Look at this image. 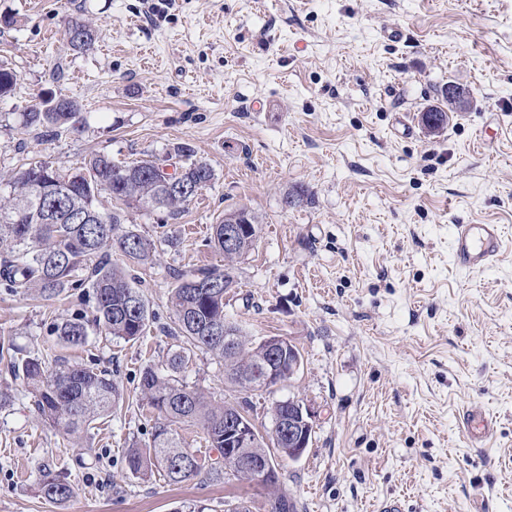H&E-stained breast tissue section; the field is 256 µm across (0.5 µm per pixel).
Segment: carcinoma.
<instances>
[{
    "label": "carcinoma",
    "instance_id": "obj_1",
    "mask_svg": "<svg viewBox=\"0 0 512 512\" xmlns=\"http://www.w3.org/2000/svg\"><path fill=\"white\" fill-rule=\"evenodd\" d=\"M17 83L14 71L0 67V97L11 95ZM65 112L21 113L25 128L60 127L79 112L78 103L63 98ZM465 110L456 99L448 98V109H430L425 118L438 122L436 130L448 126L450 112ZM184 177L206 185L213 170L203 162L185 166ZM110 196L111 215L104 217L97 208V196ZM192 201L176 191L163 189L157 175H136L130 166L117 164L98 154L69 173L54 172L45 162H35L17 172L13 180L0 187V247L7 256L0 261V284L15 292L35 291L45 299L58 296L73 285L77 273L88 270L86 280L95 296L93 322L108 334L126 342L135 341L147 330L148 308L127 274L126 262L143 263L152 250L151 243L132 230L118 233L133 209L163 210L176 218ZM248 222L253 232L239 241V251H250L257 240L256 218L246 210L224 215L212 227V239L224 251V226ZM120 258L112 259V248ZM219 281L213 286V281ZM232 267L220 271L199 268L190 275L179 274L171 289L175 326L171 333L181 338L184 348L168 358L165 368L147 367L141 379V392L148 404L163 418L145 446L127 450L130 472L149 479L159 474L176 484L191 478L203 483L224 480V467L209 456L187 448L177 426L195 423L201 427L209 447L224 453V407L210 404L205 396L177 377L187 362V352L202 349L224 359L227 379L234 386L243 378H256L263 371L281 375L288 368L284 358L272 359L263 345L249 344L239 325L224 314V295L234 287ZM212 327L228 328L235 340L207 334ZM64 346L79 347L87 343V323L80 318L65 319L54 327ZM15 376L31 388L34 406L41 420L55 430L77 439L81 450L89 452V431L93 424L106 418L123 400L118 385L106 370H94L56 361L46 365L43 354L30 352L14 358ZM37 493L63 508L74 498V486L44 469L36 484Z\"/></svg>",
    "mask_w": 512,
    "mask_h": 512
}]
</instances>
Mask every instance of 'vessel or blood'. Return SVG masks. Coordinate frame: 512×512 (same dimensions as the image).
Wrapping results in <instances>:
<instances>
[{
	"label": "vessel or blood",
	"instance_id": "obj_1",
	"mask_svg": "<svg viewBox=\"0 0 512 512\" xmlns=\"http://www.w3.org/2000/svg\"><path fill=\"white\" fill-rule=\"evenodd\" d=\"M503 249L500 229L495 224H458L453 228L452 261L462 270L481 271L493 266ZM464 440L477 446L491 437L494 423L482 411L469 409L460 419Z\"/></svg>",
	"mask_w": 512,
	"mask_h": 512
}]
</instances>
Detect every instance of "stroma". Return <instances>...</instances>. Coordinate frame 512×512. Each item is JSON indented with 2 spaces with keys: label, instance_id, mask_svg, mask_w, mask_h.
<instances>
[{
  "label": "stroma",
  "instance_id": "obj_1",
  "mask_svg": "<svg viewBox=\"0 0 512 512\" xmlns=\"http://www.w3.org/2000/svg\"><path fill=\"white\" fill-rule=\"evenodd\" d=\"M1 13L17 19L0 30V64L18 82L0 98V179L95 154L202 161L214 178L178 219L128 215L152 244L129 270L152 316L138 341L93 328L63 347L52 326L91 315L90 288L47 301L0 286V344L109 371L124 396L83 456L0 359L13 395L0 410V512H265L277 491L297 512H377L395 497L405 512H512V0H0ZM74 18L99 31L87 52L68 41ZM395 27L397 42L383 35ZM451 84L469 106L428 133L422 115ZM47 91L78 101L75 124L21 128ZM239 208L260 233L224 312L250 341L286 337L303 359L253 397L252 417L267 436L273 400H303L312 442L276 489L137 478L126 452L158 421L140 375L182 347L174 276L223 268L208 239ZM456 224L500 225L499 260L458 269ZM180 377L214 405L243 398L216 354L191 351ZM468 408L495 422L480 450L459 430ZM43 466L75 486L67 508L36 492Z\"/></svg>",
  "mask_w": 512,
  "mask_h": 512
}]
</instances>
